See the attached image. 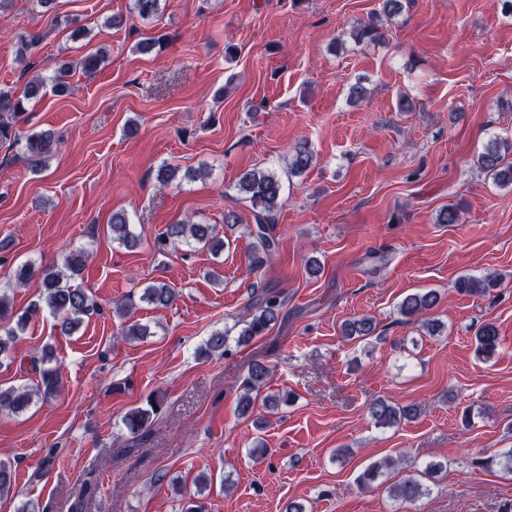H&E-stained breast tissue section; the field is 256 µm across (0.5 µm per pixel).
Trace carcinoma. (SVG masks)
<instances>
[{
  "label": "carcinoma",
  "mask_w": 512,
  "mask_h": 512,
  "mask_svg": "<svg viewBox=\"0 0 512 512\" xmlns=\"http://www.w3.org/2000/svg\"><path fill=\"white\" fill-rule=\"evenodd\" d=\"M162 0H133L132 13L143 21L156 17L161 10ZM357 43L379 44L385 41V31L379 24L371 20L352 33ZM74 67L71 62L57 64L54 75L47 79L37 75L30 79L22 93L0 88V144L20 145L27 157L31 170L35 173L44 171L52 156L56 140L52 133L40 131L24 134L18 128V122L27 112V104L41 98L46 89L60 93L65 87V77ZM512 154V141H491L476 156V165L492 176L499 185H512V162L507 160ZM316 162V155L308 143L302 141L294 148L291 169L301 173ZM242 199L249 203L254 224L249 229L252 237L251 250L248 254L249 269L252 272L263 270L278 250V240L272 232V224L283 205V185L276 171L269 168L253 167L245 170L235 184ZM112 240L128 248L138 245V238L128 229V218L125 213L112 214ZM199 244L213 252L224 249V239L217 233L213 224H196L189 220L176 221L167 226L166 230L154 239V251L164 253L179 244ZM86 254L75 250L63 253L58 261L48 265L35 266L25 262L15 271L16 283L22 287L35 280L40 290L38 301L28 307L15 311L6 295L0 293V320L10 318V326L0 330V361L12 356L15 343L19 336L25 334L33 320L43 311H48L57 319V328L63 335L75 332L83 322V317L95 309V304L89 294L82 288L74 286L71 281L81 276L85 268ZM496 285V279L479 278L463 275L456 281L459 293L468 296H480ZM256 295L251 297L246 308L244 327L238 333L236 340H231L230 330H216L205 342V353L209 356L232 353L231 344L238 346L251 339L268 333L279 321L284 300L281 295L265 287L254 289ZM175 298L173 289L165 283H154L143 288L140 300L157 307L170 305ZM439 301L434 291L414 292L406 295L399 305V312L407 319H421L432 310ZM373 330V320L368 317L354 319L344 323L342 334L350 339L367 336ZM117 335L125 339H141L149 335L148 327L140 323L119 324ZM498 328L493 323H485L478 329L475 341L478 355L489 358L499 347ZM46 357L39 359L34 370L39 372L40 380L36 386L29 388L0 387V412L19 415L25 412L33 397L43 401L54 398L61 388V373L57 366H44ZM270 370L261 363L249 366L243 379V394L239 398V410L246 414L252 408L254 395L259 393L267 384ZM161 407V401L148 398L143 406L129 410L124 416L123 424L126 430L135 436L142 435L153 416L157 415L155 408ZM369 415L375 424L382 428H393L417 416L413 405H392L384 400H375L369 406ZM473 465L482 469L499 468L512 474V449L476 459ZM395 467V460L383 458L370 464L358 477L363 487L370 486L384 471ZM442 469L438 462L426 463L420 472L410 474L390 487L395 501L400 505H413L424 495L427 488L421 482L423 477H434Z\"/></svg>",
  "instance_id": "cac0c4a2"
}]
</instances>
